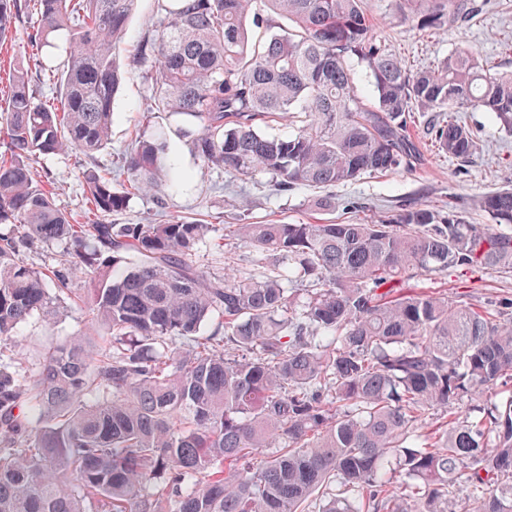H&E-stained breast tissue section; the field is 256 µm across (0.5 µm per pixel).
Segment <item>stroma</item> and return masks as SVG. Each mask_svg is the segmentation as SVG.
Instances as JSON below:
<instances>
[{
    "label": "stroma",
    "instance_id": "stroma-1",
    "mask_svg": "<svg viewBox=\"0 0 512 512\" xmlns=\"http://www.w3.org/2000/svg\"><path fill=\"white\" fill-rule=\"evenodd\" d=\"M479 15L473 21L423 30L416 21L403 19L399 0H367L366 8L378 33L388 47L414 72L433 68L456 47L466 45L482 58L503 70L512 69V0H476ZM161 13L157 0H136L129 17L127 35L117 48L126 78L115 98L112 140L108 148L90 157L79 154L43 156L33 163L36 179L52 177L56 203L82 221L87 203L85 170L109 169L123 153L141 127L142 115L150 103L151 83L146 67L134 58L139 41L154 36ZM39 17L26 11L15 21L5 40L0 41V65H21L32 69L31 89L37 99L55 98L53 76L69 56L66 36H57L54 47L32 48L29 37L36 31ZM467 127L478 131L483 149L468 166L440 153L434 142L435 126L447 123L444 112H416L411 131L418 143L422 161L409 172L366 174L338 186L335 200L324 205L323 190L301 187L276 192L267 177H235L220 169L200 172L184 138L180 118L163 119L171 157L179 178L175 184L159 187L154 196H136L126 208L113 214L115 224H155L175 214L186 220L214 225V232L196 246L192 259L204 270L219 273L223 265L217 259V241L228 224H279L325 222L347 224L378 220L384 212L401 204L447 211L449 203L465 207L474 224L487 218L473 201L494 188H512V134L506 133L492 113H462ZM405 292L431 291L445 294L457 303L486 307L512 298V274L497 269L464 272L451 268L427 276H413L401 282ZM85 320L72 306L61 308L52 325L32 317L17 330L11 356L20 370L35 368L45 347L52 342L84 330Z\"/></svg>",
    "mask_w": 512,
    "mask_h": 512
}]
</instances>
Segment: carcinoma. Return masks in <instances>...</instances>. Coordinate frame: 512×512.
Returning a JSON list of instances; mask_svg holds the SVG:
<instances>
[{
  "label": "carcinoma",
  "mask_w": 512,
  "mask_h": 512,
  "mask_svg": "<svg viewBox=\"0 0 512 512\" xmlns=\"http://www.w3.org/2000/svg\"><path fill=\"white\" fill-rule=\"evenodd\" d=\"M422 28L478 13L467 0H404ZM135 0H0V36L24 8L31 42L63 32L57 103L9 75L0 155V346L34 315L84 304L106 345L76 334L30 375L0 361V512H512V299L474 309L402 279L443 269L512 270V234L450 203L376 224H226L224 239L275 257L238 277L192 261L198 221L105 224L126 207L112 172L85 173L92 218L36 181L38 155L92 156L107 144L123 80L116 44ZM156 113L185 116L200 171L265 175L274 190L330 191L363 174L411 171L413 112H446L438 151L461 163L478 138L453 113H493L512 131V71L460 47L413 73L377 34L364 0H158ZM367 78L371 100L359 88ZM288 123V133L269 129ZM162 129L123 162L132 194L172 182ZM512 224V189L477 197ZM60 244L68 267L22 259ZM85 279L87 287H78ZM218 318L206 336L201 326ZM500 390V398L484 394ZM447 420L432 432L433 411ZM271 448L273 452L263 453Z\"/></svg>",
  "instance_id": "1"
}]
</instances>
